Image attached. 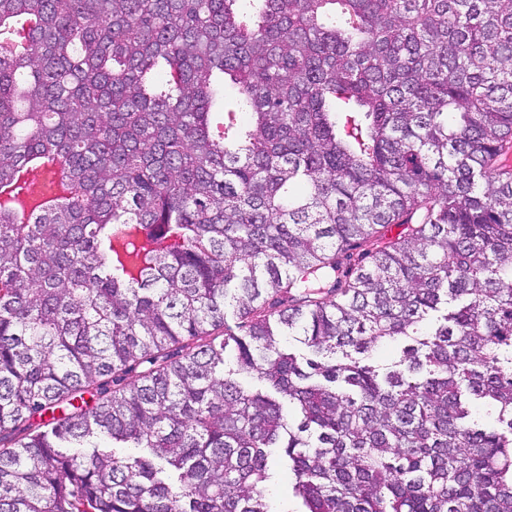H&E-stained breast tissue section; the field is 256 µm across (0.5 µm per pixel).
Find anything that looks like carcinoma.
<instances>
[{
	"instance_id": "obj_1",
	"label": "carcinoma",
	"mask_w": 512,
	"mask_h": 512,
	"mask_svg": "<svg viewBox=\"0 0 512 512\" xmlns=\"http://www.w3.org/2000/svg\"><path fill=\"white\" fill-rule=\"evenodd\" d=\"M55 158L0 512H274L273 454L299 512H512V0H0V186Z\"/></svg>"
}]
</instances>
